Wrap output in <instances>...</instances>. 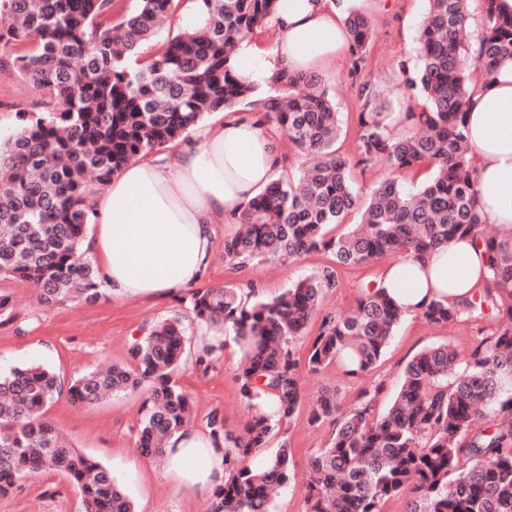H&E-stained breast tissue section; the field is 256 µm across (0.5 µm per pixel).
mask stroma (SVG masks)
I'll list each match as a JSON object with an SVG mask.
<instances>
[{"label":"stroma","instance_id":"stroma-1","mask_svg":"<svg viewBox=\"0 0 512 512\" xmlns=\"http://www.w3.org/2000/svg\"><path fill=\"white\" fill-rule=\"evenodd\" d=\"M426 6V0H363L362 7L373 28L365 72L379 76L385 96L392 101L405 100L407 91L390 67L400 59L414 61L416 38ZM351 66V57L345 54L331 60L321 72L342 122L343 131L336 146L343 153L354 149L357 114L362 105L356 85L345 78ZM21 108L38 112L42 106L36 92L26 86L12 62L0 56L1 139H8L16 132V112ZM235 230L232 224L217 225L214 250L200 287L231 285L246 302L257 294L272 298L294 281L332 263L331 255L321 251L286 265L263 262L238 269L227 266L224 239ZM0 293L11 295L14 303L11 315L0 317V371L38 362L64 379L104 363H128L132 343L144 336L154 323L186 315L193 295L189 288L155 298L108 293L92 304L42 305L30 284L5 276H0ZM495 327L493 320L484 317L446 325H430L417 317L405 319L396 328L384 358L372 372L349 378L333 363L320 372L303 373L301 404L288 428L296 472L304 473L311 453L327 441V427L309 421L310 405L322 389H338L341 397L350 401L362 389L383 383L385 390L376 408L384 410L401 383L405 364L421 349L446 343L464 354L477 337ZM187 331L189 340L177 381L192 397L195 427L206 428L210 414L217 412L229 428H238L245 409L235 380L237 352L225 348L222 355L212 359L209 370L199 369L195 364L196 328L191 325ZM142 402V395L135 394L78 408L62 395L48 406L46 416L77 448L110 468L133 501L136 512H209V497L176 488L163 477L157 460L138 452L136 430ZM0 512H81V501L66 478L46 471L22 481L8 495L0 496Z\"/></svg>","mask_w":512,"mask_h":512}]
</instances>
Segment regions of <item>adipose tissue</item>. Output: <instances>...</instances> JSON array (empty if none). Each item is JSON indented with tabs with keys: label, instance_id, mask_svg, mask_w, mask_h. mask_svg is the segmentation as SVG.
Returning a JSON list of instances; mask_svg holds the SVG:
<instances>
[{
	"label": "adipose tissue",
	"instance_id": "obj_1",
	"mask_svg": "<svg viewBox=\"0 0 512 512\" xmlns=\"http://www.w3.org/2000/svg\"><path fill=\"white\" fill-rule=\"evenodd\" d=\"M345 6L346 0H278L272 46L243 42L239 77L258 84L280 69L315 72L346 54ZM467 116L476 209L483 223L512 230V60L476 84ZM274 136L256 117L233 114L216 128L197 125L174 151L127 164L103 190L96 229L83 243L105 288L165 297L197 283L213 251L215 225L234 223L279 168ZM486 277L480 251L464 237L429 260L410 257L390 266L383 286L411 318L431 301L473 295ZM224 451L210 433L178 432L165 446L162 473L177 488L211 495L225 479Z\"/></svg>",
	"mask_w": 512,
	"mask_h": 512
}]
</instances>
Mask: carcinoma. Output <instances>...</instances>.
Returning <instances> with one entry per match:
<instances>
[{
	"instance_id": "1",
	"label": "carcinoma",
	"mask_w": 512,
	"mask_h": 512,
	"mask_svg": "<svg viewBox=\"0 0 512 512\" xmlns=\"http://www.w3.org/2000/svg\"><path fill=\"white\" fill-rule=\"evenodd\" d=\"M181 0H137L131 12L114 0H0V53L12 57L43 111L17 112L19 130L0 141V276L29 283L38 300L93 303L101 296L98 269L83 251L94 223L93 197L132 159L186 139L207 115L245 105L315 162L295 176H278L248 201L243 229L224 239V260L287 263L325 250L338 267L370 265L348 314L322 311L337 272L328 266L250 306L237 289L200 288L190 317L221 329L230 322L241 346L235 374L250 415L243 431L208 417L224 440V485L213 512H275L278 490L296 478L288 444L301 399L295 342L322 313L305 369L338 363L344 375L373 371L402 320L379 287L385 265L406 255L422 258L457 237H470L487 257L482 292L454 302H430L419 314L431 324L484 314L497 323L466 359L448 344L427 346L405 365L399 390L381 413L383 390H362L347 409L338 390L313 400L310 421L329 429L304 476L307 512H382L380 504L405 493L406 512H512V236L491 235L474 210L473 150L465 133L474 86L469 70L487 78L512 59V17L496 0H479V50L463 34L469 0H427L417 60L396 63L411 91L412 130L396 135L384 124L392 104L370 78L358 85L362 111L354 155L336 150L341 126L336 105L318 74L274 72V93L257 96L234 67L237 48L265 28L277 0H195L198 30L182 32L145 61L130 66L155 40L158 26ZM351 79L367 61L369 17L350 8ZM382 164L389 176L366 194L351 179L356 166ZM426 166L431 177L414 190L401 173ZM360 214L339 235L332 229ZM187 342L180 319L152 328L129 349L130 363L87 371L69 381L40 363L0 373V494L46 469L78 491L83 512H135L134 503L101 462L61 437L45 410L67 394L77 407L118 395L144 396L137 447L159 457L175 433L191 423L189 395L178 385ZM278 401L279 416L263 405ZM281 437L262 469L242 465Z\"/></svg>"
}]
</instances>
